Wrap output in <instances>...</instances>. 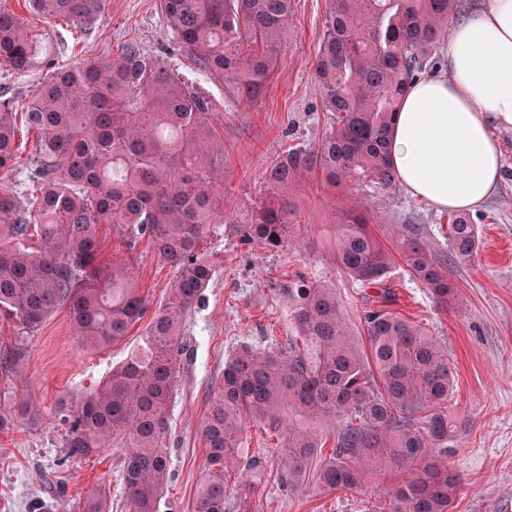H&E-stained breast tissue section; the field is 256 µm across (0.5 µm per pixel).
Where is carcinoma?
Segmentation results:
<instances>
[{"instance_id": "carcinoma-1", "label": "carcinoma", "mask_w": 512, "mask_h": 512, "mask_svg": "<svg viewBox=\"0 0 512 512\" xmlns=\"http://www.w3.org/2000/svg\"><path fill=\"white\" fill-rule=\"evenodd\" d=\"M293 0H160L166 25L191 69L215 78L229 95L257 99L280 62ZM33 9L92 29L102 0H31ZM458 0H330L315 56L326 130L317 151L296 150L267 170L286 185L303 176L369 179L383 193L398 180L389 160L392 117L410 83L436 65L433 50L448 34ZM42 53L38 39L14 14L0 10V65L25 76ZM49 62L51 77L25 106L0 101V170L17 154L16 117L38 134L27 174L32 211L20 187L0 182V318L18 336L0 368L14 369L26 344L58 309L68 311L86 351L124 339L144 318L147 300L130 265L100 259L97 226L127 238H148L178 269L173 302L148 328L143 344L70 405L63 447L89 457L121 449L128 512H158L170 475L162 446L176 365L187 354L184 319L204 299L215 269L201 242L223 219L217 209L216 166L224 141L212 122V102L176 65H154L133 45L89 66ZM291 204L261 209L246 237L276 244ZM38 238L39 247L27 241ZM396 252L358 220L336 226L341 267L364 286L383 285L398 254L409 273L446 305L457 298L448 263L401 231ZM478 228L455 211L448 246L459 260L478 248ZM295 335L288 347L244 345L224 361L199 434L210 473L198 487L194 512H225L224 474L254 486L259 461L238 467L245 424L256 420L279 434L278 478L292 488L307 471L327 492H352L390 472L395 483L380 512H448L461 480L448 468V441L460 426L448 407L453 387L448 352L418 324L383 305L359 316L366 350L348 334L331 289L308 281L283 289ZM338 424L336 446L323 458L320 426Z\"/></svg>"}]
</instances>
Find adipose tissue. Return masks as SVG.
I'll return each mask as SVG.
<instances>
[{"label": "adipose tissue", "mask_w": 512, "mask_h": 512, "mask_svg": "<svg viewBox=\"0 0 512 512\" xmlns=\"http://www.w3.org/2000/svg\"><path fill=\"white\" fill-rule=\"evenodd\" d=\"M444 50L448 76L413 82L399 103L390 163L411 196L472 210L497 191V133L512 129V0H487L453 24Z\"/></svg>", "instance_id": "ef3b65f1"}]
</instances>
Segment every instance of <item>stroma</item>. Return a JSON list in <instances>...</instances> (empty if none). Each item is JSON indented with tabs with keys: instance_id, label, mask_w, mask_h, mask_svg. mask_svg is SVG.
<instances>
[{
	"instance_id": "obj_1",
	"label": "stroma",
	"mask_w": 512,
	"mask_h": 512,
	"mask_svg": "<svg viewBox=\"0 0 512 512\" xmlns=\"http://www.w3.org/2000/svg\"><path fill=\"white\" fill-rule=\"evenodd\" d=\"M329 0H294L293 33L279 49L277 76L253 102L229 95L217 80L199 84L214 106L215 128L224 138V176L218 187L219 231L204 243L215 276L204 303L184 323L190 344L181 362L169 406L166 445L171 477L159 512H193V499L207 474L199 424L224 369L239 346L278 347L294 329L290 303L280 291L295 275L331 288L355 340H363L359 310L379 288L353 281L336 257V226L355 208L368 228L386 239L389 225L416 233L447 259L458 296L440 306L403 262L388 275L391 310L421 325L448 352L454 375L451 410L465 426L448 452V464L463 490L450 512H512V129L502 130V178L497 194L470 217L479 247L470 261L453 259L448 217L404 190L385 194L367 181L334 186L304 178L285 187L270 185L266 169L294 149L312 151L326 128L322 90L314 58ZM61 63L90 64L112 58L125 44L151 59L169 60L175 42L159 0H104L93 30L79 32L31 11L27 0H0ZM279 196L296 204L279 245L248 243L246 225L260 206ZM102 256L126 261L149 313L168 303L177 270L158 257L148 240L128 242L111 225L98 227ZM148 320L135 324L119 343L100 352L79 348L66 310H58L27 346L12 371L0 370V512H78L84 500L103 495L106 512H127L118 475L119 449L106 448L84 459L69 456L62 442L67 427L61 400H73L102 379L143 342ZM35 401L37 416L17 406ZM397 478L384 473L358 491L323 492L313 478L281 488L267 473L256 493L230 485L226 512H376Z\"/></svg>"
}]
</instances>
